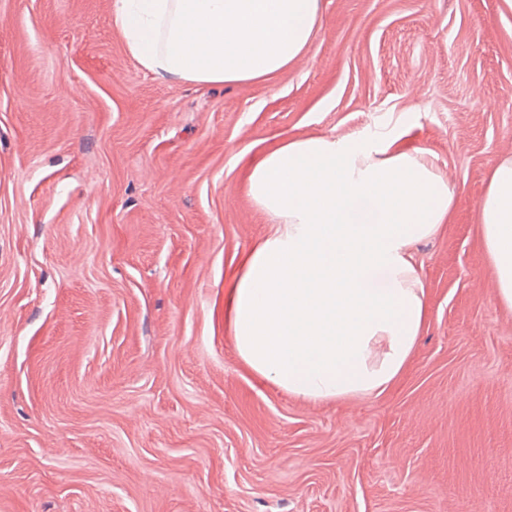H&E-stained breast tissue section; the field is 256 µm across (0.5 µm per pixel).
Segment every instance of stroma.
Returning a JSON list of instances; mask_svg holds the SVG:
<instances>
[{
  "instance_id": "obj_1",
  "label": "stroma",
  "mask_w": 512,
  "mask_h": 512,
  "mask_svg": "<svg viewBox=\"0 0 512 512\" xmlns=\"http://www.w3.org/2000/svg\"><path fill=\"white\" fill-rule=\"evenodd\" d=\"M110 0H0V512H512V313L478 237L512 155L507 0H325L260 85L143 71ZM380 132L453 187L382 395L264 384L225 286L272 226L253 157Z\"/></svg>"
}]
</instances>
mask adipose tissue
Masks as SVG:
<instances>
[{
  "instance_id": "1",
  "label": "adipose tissue",
  "mask_w": 512,
  "mask_h": 512,
  "mask_svg": "<svg viewBox=\"0 0 512 512\" xmlns=\"http://www.w3.org/2000/svg\"><path fill=\"white\" fill-rule=\"evenodd\" d=\"M112 26L146 72L199 87L256 84L302 57L323 0H112ZM248 190L272 231L240 262L224 320L264 383L312 403L378 396L427 318L415 246L447 223L454 191L423 151L387 137L283 139ZM495 296L512 311V157L479 204Z\"/></svg>"
}]
</instances>
